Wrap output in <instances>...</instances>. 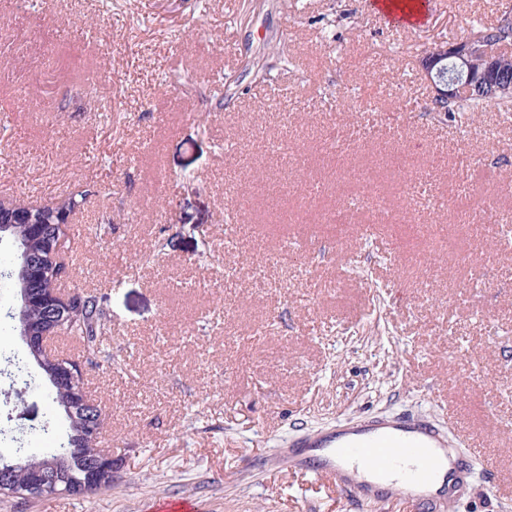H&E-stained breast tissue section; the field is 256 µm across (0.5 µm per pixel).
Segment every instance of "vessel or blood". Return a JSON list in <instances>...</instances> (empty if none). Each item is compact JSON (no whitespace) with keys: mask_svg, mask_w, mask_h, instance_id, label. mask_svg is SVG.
<instances>
[{"mask_svg":"<svg viewBox=\"0 0 512 512\" xmlns=\"http://www.w3.org/2000/svg\"><path fill=\"white\" fill-rule=\"evenodd\" d=\"M350 459L378 471L404 465L399 489L416 500L422 497L420 483L436 477L442 480L438 497L455 500L471 471L487 466L484 459L460 457L435 427L421 419L400 424L343 423L334 431L293 441L290 452L293 466L308 468L340 484L350 479L343 468Z\"/></svg>","mask_w":512,"mask_h":512,"instance_id":"obj_1","label":"vessel or blood"}]
</instances>
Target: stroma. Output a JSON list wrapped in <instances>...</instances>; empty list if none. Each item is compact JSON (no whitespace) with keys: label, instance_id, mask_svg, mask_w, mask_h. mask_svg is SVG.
I'll return each mask as SVG.
<instances>
[{"label":"stroma","instance_id":"35a3bbf8","mask_svg":"<svg viewBox=\"0 0 512 512\" xmlns=\"http://www.w3.org/2000/svg\"><path fill=\"white\" fill-rule=\"evenodd\" d=\"M422 2L404 26L374 0H0V199L87 192L58 290L104 297L112 319L111 366L83 367L111 491L0 512H419L288 462L295 437L408 415L494 459L438 512H512V250L485 215L435 206L469 190L467 158L512 220V111L426 112L418 66L512 0ZM344 129L361 137L336 164ZM28 376L0 402L7 460L18 411L66 437Z\"/></svg>","mask_w":512,"mask_h":512}]
</instances>
